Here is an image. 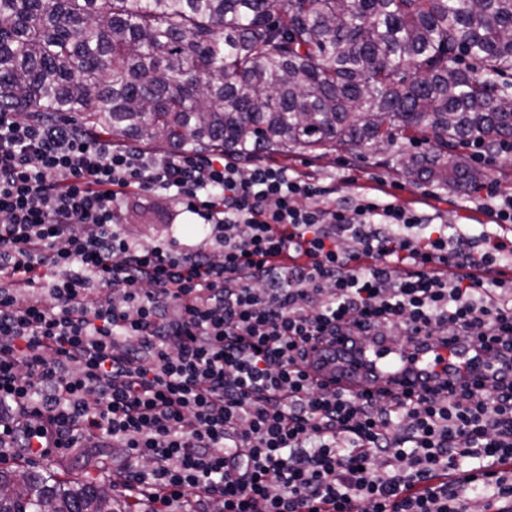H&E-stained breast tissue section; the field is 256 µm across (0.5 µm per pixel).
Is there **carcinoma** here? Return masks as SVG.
<instances>
[{"label": "carcinoma", "instance_id": "obj_1", "mask_svg": "<svg viewBox=\"0 0 512 512\" xmlns=\"http://www.w3.org/2000/svg\"><path fill=\"white\" fill-rule=\"evenodd\" d=\"M508 74L512 0H0L1 111L169 152L382 144L407 176L468 188L484 173L454 150L512 139ZM1 485L0 512H134L50 469Z\"/></svg>", "mask_w": 512, "mask_h": 512}]
</instances>
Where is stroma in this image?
<instances>
[{
  "instance_id": "obj_1",
  "label": "stroma",
  "mask_w": 512,
  "mask_h": 512,
  "mask_svg": "<svg viewBox=\"0 0 512 512\" xmlns=\"http://www.w3.org/2000/svg\"><path fill=\"white\" fill-rule=\"evenodd\" d=\"M273 163L307 174L322 184L335 187L337 195H351L361 189H376L395 195L398 202L410 209L423 205L435 207L447 224H486L490 217L485 210V196L474 189L450 191L431 184L415 183L396 166L395 161L383 156L357 153H329L317 156L293 151L277 154ZM124 223L128 231L142 239L160 235L167 225H175L182 240L198 241L207 229L198 224L195 216L180 211L175 201L162 193L142 194L130 200L124 210ZM61 464L66 479L101 478V470H88L82 457L75 452L58 449L51 456L27 454L22 448L0 447V469L35 467Z\"/></svg>"
}]
</instances>
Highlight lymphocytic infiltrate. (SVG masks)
Returning <instances> with one entry per match:
<instances>
[{"label":"lymphocytic infiltrate","mask_w":512,"mask_h":512,"mask_svg":"<svg viewBox=\"0 0 512 512\" xmlns=\"http://www.w3.org/2000/svg\"><path fill=\"white\" fill-rule=\"evenodd\" d=\"M164 191L209 227L125 231ZM479 233L273 164L149 158L50 114L0 112V447L121 448L153 512H512V196ZM405 336L421 380L355 395L310 376L324 337Z\"/></svg>","instance_id":"lymphocytic-infiltrate-1"}]
</instances>
